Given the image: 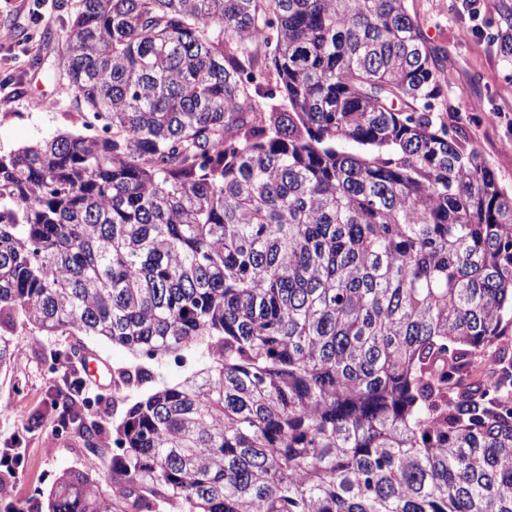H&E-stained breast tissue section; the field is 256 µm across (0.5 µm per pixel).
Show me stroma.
I'll return each mask as SVG.
<instances>
[{"label":"stroma","instance_id":"35a3bbf8","mask_svg":"<svg viewBox=\"0 0 512 512\" xmlns=\"http://www.w3.org/2000/svg\"><path fill=\"white\" fill-rule=\"evenodd\" d=\"M478 18H470L461 0H408L430 46L444 49L446 104L438 115L466 149L493 169L498 182L512 188V59L502 56L497 34L505 27L502 0H481ZM68 22L56 0H0V152L52 138L80 134L81 106L60 74L61 35ZM22 352L0 369V448H16L21 464L4 475L10 498L27 512H46V495L64 471L81 468L84 445L74 426L46 410L49 395L71 392L76 406L103 426L111 443L112 427L129 404L145 397L150 385L113 387L120 368L148 366L146 358L95 337L82 342L108 374L92 381L83 362L56 368L52 357L67 350L71 336H44L23 324L8 333Z\"/></svg>","mask_w":512,"mask_h":512}]
</instances>
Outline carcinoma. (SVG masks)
Here are the masks:
<instances>
[{"label":"carcinoma","instance_id":"carcinoma-1","mask_svg":"<svg viewBox=\"0 0 512 512\" xmlns=\"http://www.w3.org/2000/svg\"><path fill=\"white\" fill-rule=\"evenodd\" d=\"M69 7L102 132L0 154V329L204 367L49 512H512V190L434 122L407 0Z\"/></svg>","mask_w":512,"mask_h":512}]
</instances>
